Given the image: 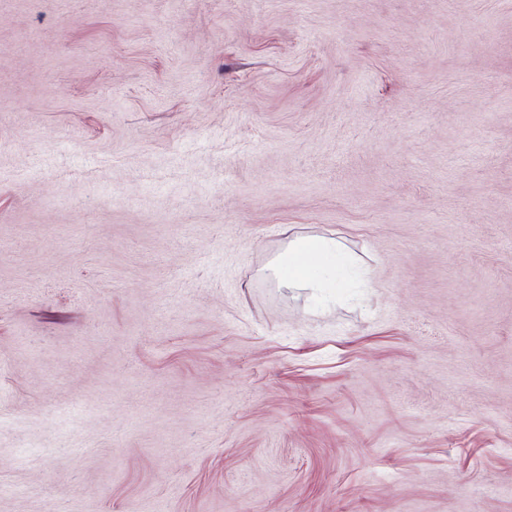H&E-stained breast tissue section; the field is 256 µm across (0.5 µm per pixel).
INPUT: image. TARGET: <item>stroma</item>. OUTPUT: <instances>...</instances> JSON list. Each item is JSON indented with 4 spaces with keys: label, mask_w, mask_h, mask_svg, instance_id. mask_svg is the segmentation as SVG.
Here are the masks:
<instances>
[{
    "label": "stroma",
    "mask_w": 512,
    "mask_h": 512,
    "mask_svg": "<svg viewBox=\"0 0 512 512\" xmlns=\"http://www.w3.org/2000/svg\"><path fill=\"white\" fill-rule=\"evenodd\" d=\"M1 484L512 512V0H0ZM352 257L333 236H298L268 265L270 274L296 288H336V266H348Z\"/></svg>",
    "instance_id": "1"
}]
</instances>
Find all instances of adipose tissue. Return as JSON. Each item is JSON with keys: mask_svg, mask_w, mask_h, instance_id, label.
Wrapping results in <instances>:
<instances>
[{"mask_svg": "<svg viewBox=\"0 0 512 512\" xmlns=\"http://www.w3.org/2000/svg\"><path fill=\"white\" fill-rule=\"evenodd\" d=\"M352 261L342 242L332 236H298L268 265L278 281L296 288H332L337 267Z\"/></svg>", "mask_w": 512, "mask_h": 512, "instance_id": "obj_1", "label": "adipose tissue"}]
</instances>
